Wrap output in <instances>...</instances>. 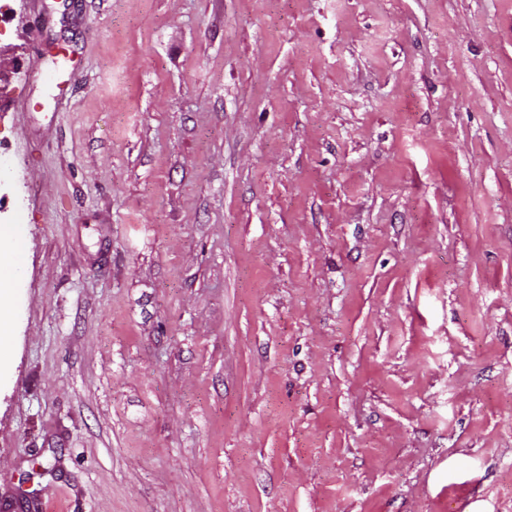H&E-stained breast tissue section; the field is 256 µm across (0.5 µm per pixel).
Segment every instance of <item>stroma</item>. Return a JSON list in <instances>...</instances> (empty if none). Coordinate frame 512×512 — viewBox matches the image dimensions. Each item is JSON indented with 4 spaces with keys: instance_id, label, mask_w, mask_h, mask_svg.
<instances>
[{
    "instance_id": "1",
    "label": "stroma",
    "mask_w": 512,
    "mask_h": 512,
    "mask_svg": "<svg viewBox=\"0 0 512 512\" xmlns=\"http://www.w3.org/2000/svg\"><path fill=\"white\" fill-rule=\"evenodd\" d=\"M0 59V512H512V0H0Z\"/></svg>"
}]
</instances>
